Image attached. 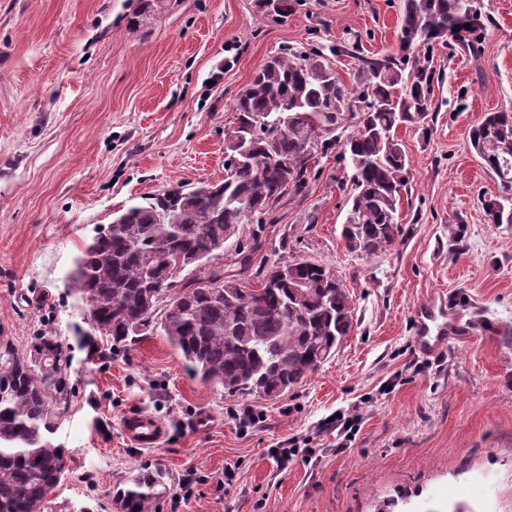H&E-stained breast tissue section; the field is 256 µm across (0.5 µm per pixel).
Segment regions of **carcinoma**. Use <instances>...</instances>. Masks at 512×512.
<instances>
[{
    "instance_id": "carcinoma-1",
    "label": "carcinoma",
    "mask_w": 512,
    "mask_h": 512,
    "mask_svg": "<svg viewBox=\"0 0 512 512\" xmlns=\"http://www.w3.org/2000/svg\"><path fill=\"white\" fill-rule=\"evenodd\" d=\"M286 18L294 0H259ZM460 0H407L398 52L358 58L352 84L332 67L334 49L286 47L238 96L225 139L224 180L178 185L120 210L96 228L72 273L92 325L110 349L161 327L192 373L229 396L270 400L303 384L353 327V300L334 272L312 258L288 262L277 288L224 274V252L242 224H261L288 193L301 191L309 163L338 147L351 171V207L341 236L350 253L372 255L403 235L399 203L408 158L396 135L428 117L432 74L406 72L416 39H457ZM346 138L336 131L349 123ZM470 146L499 182L485 203L488 220L512 217V113L490 112L469 133ZM177 263L176 283L166 280ZM223 287L216 288L214 284ZM44 358L0 350V512H45L65 470L56 421L69 396V358L49 336ZM163 476L140 474L123 491L122 512H154Z\"/></svg>"
}]
</instances>
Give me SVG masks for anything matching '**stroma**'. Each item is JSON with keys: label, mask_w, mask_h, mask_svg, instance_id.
<instances>
[{"label": "stroma", "mask_w": 512, "mask_h": 512, "mask_svg": "<svg viewBox=\"0 0 512 512\" xmlns=\"http://www.w3.org/2000/svg\"><path fill=\"white\" fill-rule=\"evenodd\" d=\"M141 3L0 0V346L25 356L49 336L70 363L47 512H119L147 467L166 475L156 512H377L389 499L397 512H512V224L489 222L498 182L468 139L486 113L512 111V0H473L475 33L419 50L433 81L426 123L396 132L410 160L403 237L346 251L334 151L264 223L241 226L243 282L310 257L354 302L334 357L274 401L204 384L159 329L111 352L70 275L118 209L223 180L236 97L270 56L342 44L334 67L352 82L358 56L397 49L405 0H298L284 21L257 0H153L135 26ZM440 295L471 333L422 354L413 314ZM134 411L166 425L158 447L123 439Z\"/></svg>", "instance_id": "obj_1"}]
</instances>
